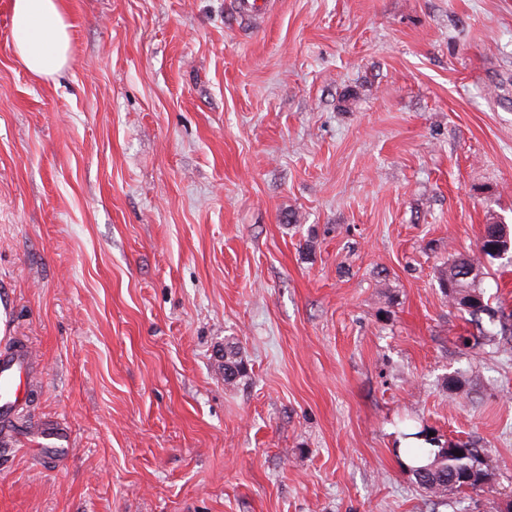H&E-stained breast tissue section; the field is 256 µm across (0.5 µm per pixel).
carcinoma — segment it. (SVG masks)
Wrapping results in <instances>:
<instances>
[{
  "instance_id": "1",
  "label": "carcinoma",
  "mask_w": 512,
  "mask_h": 512,
  "mask_svg": "<svg viewBox=\"0 0 512 512\" xmlns=\"http://www.w3.org/2000/svg\"><path fill=\"white\" fill-rule=\"evenodd\" d=\"M508 234L504 225L493 220L484 226L483 248L480 256L460 255L442 271L439 286L446 296L453 298L471 316V321L480 323L484 314L490 313V307L484 302L483 293L477 291L476 282L482 265L481 256H493L484 247L500 242L506 244ZM245 372V366L238 360V352L233 345L224 348V381L231 383ZM484 449L473 441L461 443L459 448H416L413 458L423 459L420 465H410L408 470L420 491L432 498L445 499L457 494H467L475 490V485L467 480L465 474L476 468L484 471L487 484H492L494 468L484 461Z\"/></svg>"
}]
</instances>
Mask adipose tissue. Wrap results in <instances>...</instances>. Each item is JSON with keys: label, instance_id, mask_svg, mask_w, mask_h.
<instances>
[{"label": "adipose tissue", "instance_id": "adipose-tissue-1", "mask_svg": "<svg viewBox=\"0 0 512 512\" xmlns=\"http://www.w3.org/2000/svg\"><path fill=\"white\" fill-rule=\"evenodd\" d=\"M12 47L36 78L59 73L68 59L69 25L64 0H11Z\"/></svg>", "mask_w": 512, "mask_h": 512}]
</instances>
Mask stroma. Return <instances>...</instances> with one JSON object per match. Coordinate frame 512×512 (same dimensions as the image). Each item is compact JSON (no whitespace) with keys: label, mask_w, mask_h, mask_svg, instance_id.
I'll return each instance as SVG.
<instances>
[{"label":"stroma","mask_w":512,"mask_h":512,"mask_svg":"<svg viewBox=\"0 0 512 512\" xmlns=\"http://www.w3.org/2000/svg\"><path fill=\"white\" fill-rule=\"evenodd\" d=\"M65 0L31 77L0 26V350L37 384L0 512H504L512 0ZM247 367L224 382V345ZM492 490L424 497L417 426ZM493 221L488 222V224H485L484 231L481 240H483V246L482 248H479V253L481 256L486 255L487 257L493 259L495 254H493L490 251H485V247L488 245L495 246L498 244V239L505 237L504 240L501 242L504 245L503 249H500L498 251L499 255L501 253L507 254L512 249V241H511V249L510 247H507L508 239L507 237H510V235L507 234L506 229L504 226H507L505 224H499L498 220H495V218L492 217ZM502 233V235H500ZM484 257V256H483ZM482 265L481 257L475 255H460L442 271L439 277V286L452 297L458 305L463 307L471 316V321L477 325L483 314L491 312L484 296L476 289V282L480 275L479 267ZM471 274V277L464 278ZM462 276V277H460Z\"/></svg>","instance_id":"obj_1"}]
</instances>
